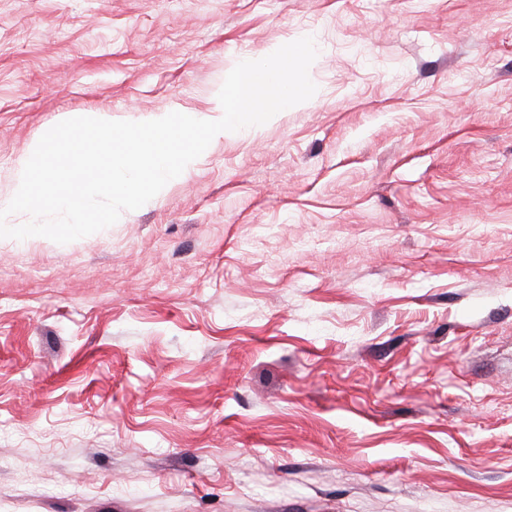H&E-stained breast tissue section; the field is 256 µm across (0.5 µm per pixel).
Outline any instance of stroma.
<instances>
[{
    "label": "stroma",
    "instance_id": "1",
    "mask_svg": "<svg viewBox=\"0 0 512 512\" xmlns=\"http://www.w3.org/2000/svg\"><path fill=\"white\" fill-rule=\"evenodd\" d=\"M308 35L310 100L0 239V512H512V0H0V197Z\"/></svg>",
    "mask_w": 512,
    "mask_h": 512
}]
</instances>
